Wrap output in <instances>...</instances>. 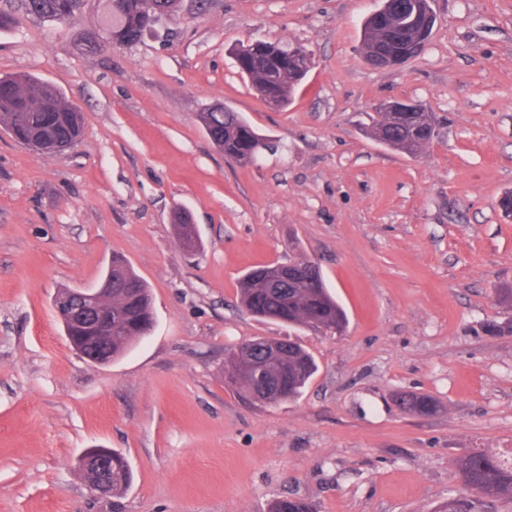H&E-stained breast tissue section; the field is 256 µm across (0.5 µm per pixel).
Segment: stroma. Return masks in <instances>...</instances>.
I'll use <instances>...</instances> for the list:
<instances>
[{"label": "stroma", "mask_w": 512, "mask_h": 512, "mask_svg": "<svg viewBox=\"0 0 512 512\" xmlns=\"http://www.w3.org/2000/svg\"><path fill=\"white\" fill-rule=\"evenodd\" d=\"M378 0H181L178 22L131 46L88 49L102 0L64 24L12 7L0 76L34 75L83 113L45 155L0 128V512H433L463 491L462 457L512 448V0H433L424 51L394 69L361 54ZM299 44L310 70L267 105L231 49ZM427 108L419 156L367 131L385 99ZM221 103L275 143L242 166L198 114ZM201 248L180 247L174 210ZM150 285V336L108 365L69 345L59 289L91 288L113 255ZM300 257L349 325L330 336L251 316L238 280ZM296 336L317 372L292 401L241 400L232 346ZM424 393L436 414L404 412ZM123 453L133 482L92 498L79 459Z\"/></svg>", "instance_id": "35a3bbf8"}]
</instances>
